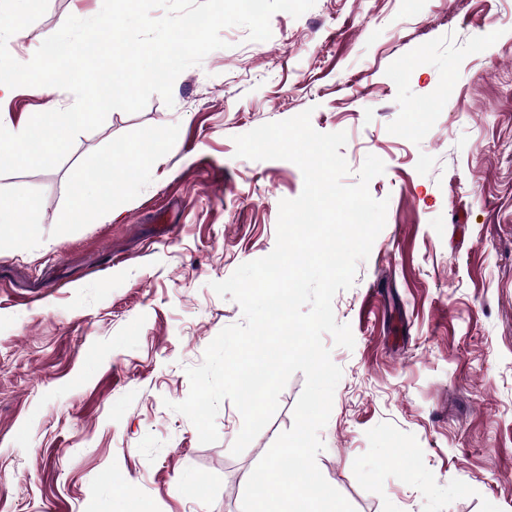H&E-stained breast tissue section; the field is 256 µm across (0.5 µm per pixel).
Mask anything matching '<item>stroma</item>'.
Instances as JSON below:
<instances>
[{
  "label": "stroma",
  "instance_id": "obj_1",
  "mask_svg": "<svg viewBox=\"0 0 512 512\" xmlns=\"http://www.w3.org/2000/svg\"><path fill=\"white\" fill-rule=\"evenodd\" d=\"M48 0L7 48L28 62L73 9ZM268 40L228 27L225 48L182 72L173 105L111 111L56 168L0 175L36 232L0 228V512H242L246 482L294 423V373L269 423L235 456L173 411L239 305L213 283L276 243L279 203L303 189L285 160L235 155L234 136L311 110L386 224L333 300L353 348L316 463L355 512H512V0H315L279 11ZM71 93L16 88L24 124ZM143 141L140 168L116 145ZM111 169L119 186L101 195ZM88 209L70 218L74 183Z\"/></svg>",
  "mask_w": 512,
  "mask_h": 512
}]
</instances>
